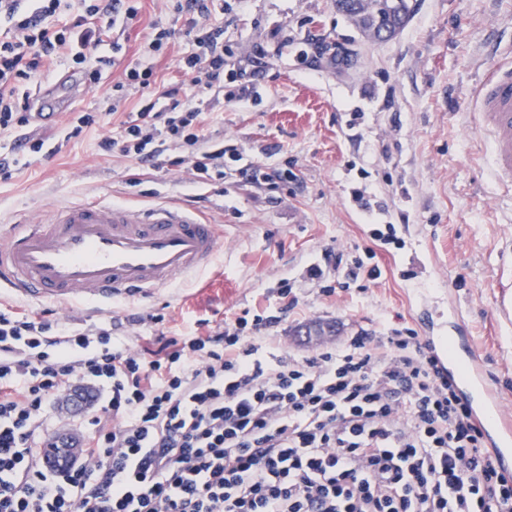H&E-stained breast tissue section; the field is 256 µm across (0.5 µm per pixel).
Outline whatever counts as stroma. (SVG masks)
I'll return each mask as SVG.
<instances>
[{
    "label": "stroma",
    "mask_w": 512,
    "mask_h": 512,
    "mask_svg": "<svg viewBox=\"0 0 512 512\" xmlns=\"http://www.w3.org/2000/svg\"><path fill=\"white\" fill-rule=\"evenodd\" d=\"M413 2L405 27L381 42L365 38L334 0H224L225 45L244 64L261 59L258 94L214 101L203 133L237 146L244 163L287 171L275 188L258 190L239 176L202 185L177 170L130 181L128 161L99 155L97 131L69 137L63 115L36 155L16 153L15 134L0 133V156L18 158L12 178L0 179V225L53 204L187 205L222 230L211 267L149 302L113 305L121 333L183 336L201 319L218 327L277 304L275 286L287 279L299 305L271 329L270 345L307 355L316 345L302 328L332 322L344 337L398 320L415 329L414 302L432 295L441 309L461 311L487 371L512 398V324L493 312L499 294L512 293V188L489 180L490 144L467 104L495 55L512 44V0ZM156 25L172 32L155 64L158 80H182L178 59L191 36L168 0H142L120 64L136 63ZM315 35L356 49V72L317 63ZM357 189L370 198L371 215L354 205ZM369 250L381 279L357 281L343 297L321 295L307 274L325 253ZM158 312L160 325L128 320Z\"/></svg>",
    "instance_id": "obj_1"
}]
</instances>
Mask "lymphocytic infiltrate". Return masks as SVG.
I'll list each match as a JSON object with an SVG mask.
<instances>
[{
    "instance_id": "f902f5d3",
    "label": "lymphocytic infiltrate",
    "mask_w": 512,
    "mask_h": 512,
    "mask_svg": "<svg viewBox=\"0 0 512 512\" xmlns=\"http://www.w3.org/2000/svg\"><path fill=\"white\" fill-rule=\"evenodd\" d=\"M193 32L185 79L158 85L154 62L170 30L156 29L111 87L107 113L83 112L72 135L97 127L103 155L138 169L186 167L220 185L224 146L204 144L200 100L255 97L251 73L224 51L215 0H170ZM75 10L72 22L50 19ZM140 0H0V131L41 152L28 132L25 84L58 60L97 86L124 45L116 28ZM138 111L106 129L129 91ZM275 308L151 347L87 324L0 303V512H512V474L486 453L452 380L417 332L387 322L313 354L262 353L261 336L299 303L289 283ZM81 402L88 434L61 469L41 448L64 398Z\"/></svg>"
}]
</instances>
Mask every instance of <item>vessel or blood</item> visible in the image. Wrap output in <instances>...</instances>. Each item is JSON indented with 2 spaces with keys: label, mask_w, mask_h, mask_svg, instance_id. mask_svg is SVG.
Segmentation results:
<instances>
[{
  "label": "vessel or blood",
  "mask_w": 512,
  "mask_h": 512,
  "mask_svg": "<svg viewBox=\"0 0 512 512\" xmlns=\"http://www.w3.org/2000/svg\"><path fill=\"white\" fill-rule=\"evenodd\" d=\"M479 127L493 148V175L512 183V59L503 58L472 93ZM218 249L215 224L161 202L148 208L99 202L52 207L48 217L0 226V285L14 295L62 308L83 301L109 306L144 300L210 267ZM449 312L430 327L426 344L459 382L472 417L498 467L512 460V409L480 365L471 340Z\"/></svg>",
  "instance_id": "vessel-or-blood-1"
}]
</instances>
